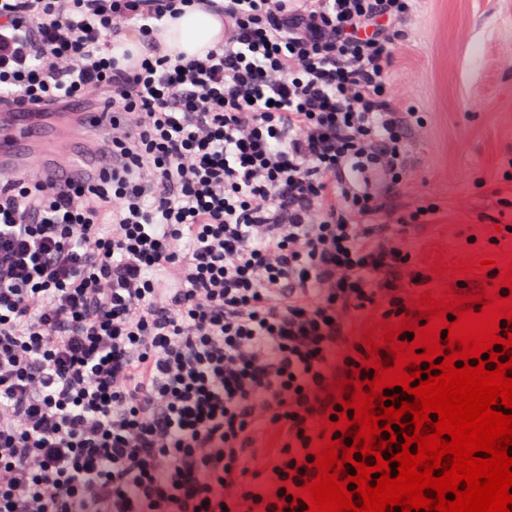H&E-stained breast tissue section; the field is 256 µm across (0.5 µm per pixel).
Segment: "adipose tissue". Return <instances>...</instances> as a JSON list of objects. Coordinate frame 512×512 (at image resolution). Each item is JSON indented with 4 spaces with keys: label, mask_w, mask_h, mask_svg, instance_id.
Instances as JSON below:
<instances>
[{
    "label": "adipose tissue",
    "mask_w": 512,
    "mask_h": 512,
    "mask_svg": "<svg viewBox=\"0 0 512 512\" xmlns=\"http://www.w3.org/2000/svg\"><path fill=\"white\" fill-rule=\"evenodd\" d=\"M160 25L161 40L171 54H183L185 58L204 57L219 42L222 33L221 20L208 12L189 8L179 18L164 17Z\"/></svg>",
    "instance_id": "obj_1"
}]
</instances>
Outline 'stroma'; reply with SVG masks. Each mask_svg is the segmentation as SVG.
Returning <instances> with one entry per match:
<instances>
[{"label": "stroma", "instance_id": "35a3bbf8", "mask_svg": "<svg viewBox=\"0 0 512 512\" xmlns=\"http://www.w3.org/2000/svg\"><path fill=\"white\" fill-rule=\"evenodd\" d=\"M421 22L394 73L428 122L419 179L398 203L438 207L414 233L419 269L512 254L494 218L512 202V0H419Z\"/></svg>", "mask_w": 512, "mask_h": 512}]
</instances>
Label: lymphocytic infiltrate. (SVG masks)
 <instances>
[{"mask_svg":"<svg viewBox=\"0 0 512 512\" xmlns=\"http://www.w3.org/2000/svg\"><path fill=\"white\" fill-rule=\"evenodd\" d=\"M0 0V104L95 102L98 178L0 186V512H303L283 482L418 270L415 0ZM137 62L112 54L121 36ZM185 13L177 19L165 16L158 25L162 27L161 40L166 52L183 54L185 58H202L220 41L221 20L208 12L183 7Z\"/></svg>","mask_w":512,"mask_h":512,"instance_id":"lymphocytic-infiltrate-1","label":"lymphocytic infiltrate"}]
</instances>
